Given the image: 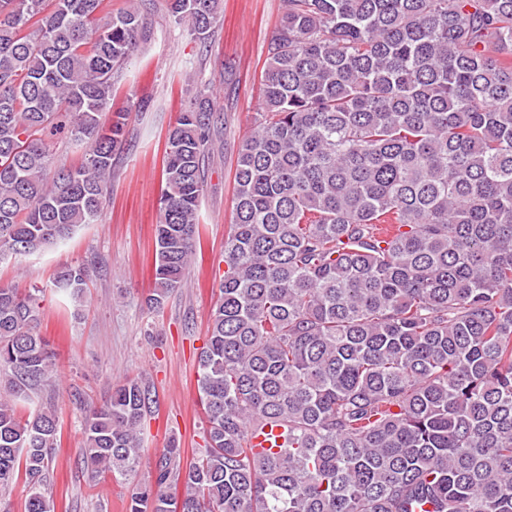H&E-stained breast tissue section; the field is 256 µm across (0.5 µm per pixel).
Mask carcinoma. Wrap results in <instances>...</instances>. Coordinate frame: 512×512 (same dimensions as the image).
<instances>
[{
    "mask_svg": "<svg viewBox=\"0 0 512 512\" xmlns=\"http://www.w3.org/2000/svg\"><path fill=\"white\" fill-rule=\"evenodd\" d=\"M283 2L198 358L207 444L184 467L170 442L128 512H512V0ZM219 6L166 0L203 43ZM146 29L132 2L0 0V260L99 218L125 121L103 111ZM212 120L202 83L168 135L151 308L194 254ZM60 134L89 146L54 169ZM38 322L0 282V489L56 512L57 412L17 410L56 371ZM154 404L128 377L85 415L96 473H138Z\"/></svg>",
    "mask_w": 512,
    "mask_h": 512,
    "instance_id": "cac0c4a2",
    "label": "carcinoma"
}]
</instances>
